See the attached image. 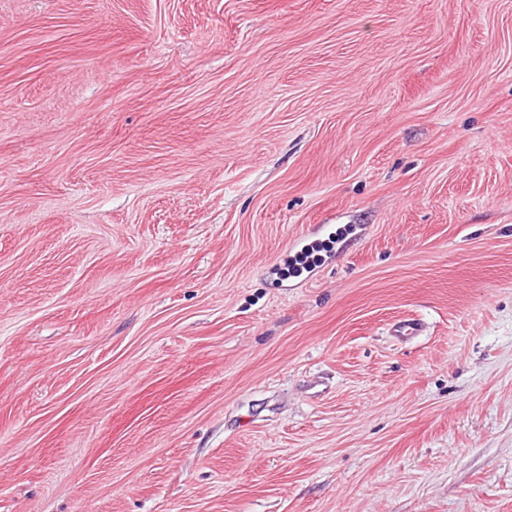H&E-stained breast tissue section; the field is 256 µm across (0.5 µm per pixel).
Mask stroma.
Instances as JSON below:
<instances>
[{
    "instance_id": "35a3bbf8",
    "label": "stroma",
    "mask_w": 512,
    "mask_h": 512,
    "mask_svg": "<svg viewBox=\"0 0 512 512\" xmlns=\"http://www.w3.org/2000/svg\"><path fill=\"white\" fill-rule=\"evenodd\" d=\"M0 512H512V0H0Z\"/></svg>"
}]
</instances>
